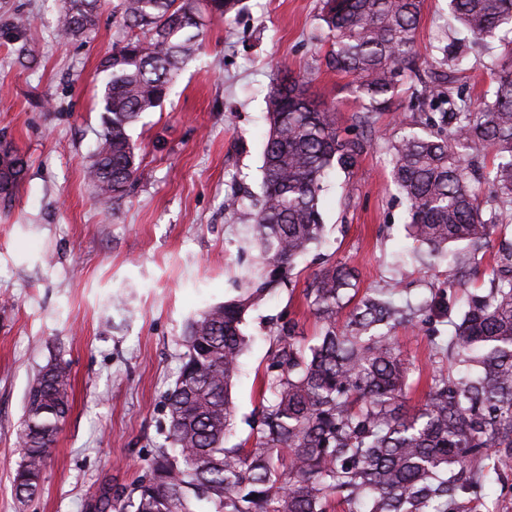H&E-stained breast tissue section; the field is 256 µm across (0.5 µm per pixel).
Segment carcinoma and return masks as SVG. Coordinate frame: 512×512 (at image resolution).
I'll list each match as a JSON object with an SVG mask.
<instances>
[{
	"label": "carcinoma",
	"mask_w": 512,
	"mask_h": 512,
	"mask_svg": "<svg viewBox=\"0 0 512 512\" xmlns=\"http://www.w3.org/2000/svg\"><path fill=\"white\" fill-rule=\"evenodd\" d=\"M423 0H322L328 32L326 63L354 77L371 114L388 110L400 84L416 69V31ZM241 0H120L131 34L102 59L100 148L87 172L94 200L110 209L140 176L129 130L141 113L170 93L181 66L201 49L204 18L227 20ZM102 0H61L57 37L66 41L96 28ZM450 13L473 44H486L512 26V0H449ZM492 92L480 101L454 97L449 84L474 69L444 49L416 99L437 112L424 135L390 145L392 181L407 203L414 257L446 260L466 284L471 254L494 247L512 220V40L488 61ZM263 196L248 221L261 263L243 278L240 294L193 317L185 351L165 397L172 447L158 448L131 488L108 490L88 512H459L458 500L478 495L512 467V251L507 273L486 293L468 294L453 331L444 298L417 304L395 300L385 282L360 300L358 274L345 261L323 267L305 294L319 323L304 343L294 322L277 327L268 353L263 399L249 436L236 443L232 388L247 340V309L286 279L296 259L318 242L321 196L329 173H350L363 141L343 140L336 106L319 102L308 82L284 73L266 97ZM494 153L492 165L478 161ZM24 157L0 149V203L23 183ZM486 187L495 206L486 209ZM346 326L336 316L347 307ZM432 327L436 367L425 403L407 406L412 363L395 342L396 328L413 319ZM67 365H47L30 386L19 432L18 497L39 487L42 467L69 411Z\"/></svg>",
	"instance_id": "carcinoma-1"
}]
</instances>
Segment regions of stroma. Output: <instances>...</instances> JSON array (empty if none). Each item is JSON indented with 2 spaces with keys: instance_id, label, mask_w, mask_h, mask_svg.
Masks as SVG:
<instances>
[{
  "instance_id": "obj_1",
  "label": "stroma",
  "mask_w": 512,
  "mask_h": 512,
  "mask_svg": "<svg viewBox=\"0 0 512 512\" xmlns=\"http://www.w3.org/2000/svg\"><path fill=\"white\" fill-rule=\"evenodd\" d=\"M118 2L105 0L95 31L63 44L55 37L59 0H0V142L28 160L19 192L0 207V512H86L105 489L130 487L154 450L169 446L164 398L182 365L185 325L235 297L258 261L246 217L225 210L224 199L249 191L250 209L261 194L265 98L283 72L336 104L341 135L367 147L324 195L321 241L244 316L250 343L233 389L236 440L249 435L261 406L275 323L292 319L315 336L305 291L324 266L348 259L363 290L396 279L402 302L444 289L455 320L462 292L490 288L499 267L492 253H477L458 289L448 285L446 264L411 259L389 144L423 132L425 109L408 82L389 111L373 113L370 129L358 125L363 102L352 77L325 62L320 0H242L231 21L208 23L201 52L130 130L143 179L113 210L98 209L86 171L101 131L98 66L124 37ZM18 13L30 18L19 34L9 27ZM448 17L447 0H424L419 59L453 37ZM396 336L428 376L427 328L404 325ZM56 359L70 366V410L38 492L20 499L12 484L26 393Z\"/></svg>"
}]
</instances>
